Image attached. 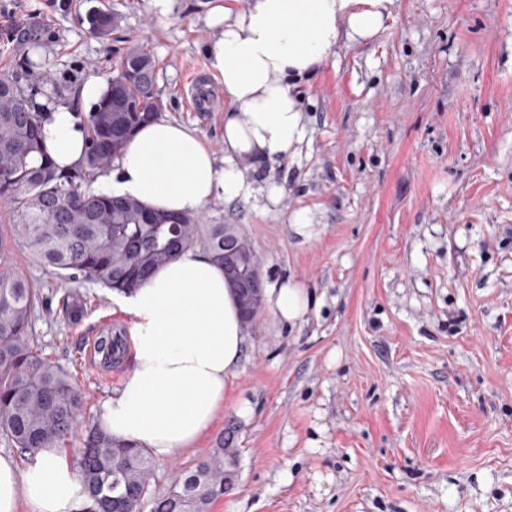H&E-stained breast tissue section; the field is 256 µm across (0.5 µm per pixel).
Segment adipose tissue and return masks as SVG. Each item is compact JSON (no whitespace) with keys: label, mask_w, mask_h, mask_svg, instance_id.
<instances>
[{"label":"adipose tissue","mask_w":512,"mask_h":512,"mask_svg":"<svg viewBox=\"0 0 512 512\" xmlns=\"http://www.w3.org/2000/svg\"><path fill=\"white\" fill-rule=\"evenodd\" d=\"M393 6L394 0H251L243 12L214 8L209 22L220 34L206 57L227 102L223 161L193 130L160 119L137 130L97 191L181 217L216 196H255L247 161H276L309 136L295 85L316 75L342 41L376 35ZM45 106L46 149L58 169H70L84 153V127L68 103L50 99ZM116 303L130 319L133 368L99 425L154 458L171 459L195 447L232 398L245 343L234 290L222 266L189 247ZM269 303L290 324L310 309L297 284L271 289ZM83 500L72 462L59 449H42L23 472L0 456V512L24 505L30 512H79Z\"/></svg>","instance_id":"obj_1"}]
</instances>
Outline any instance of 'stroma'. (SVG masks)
<instances>
[{"mask_svg": "<svg viewBox=\"0 0 512 512\" xmlns=\"http://www.w3.org/2000/svg\"><path fill=\"white\" fill-rule=\"evenodd\" d=\"M216 2L177 0L162 20L148 0H0V26L37 31L0 44V71L38 49L73 101L117 49L142 44L161 118L220 159L224 91L205 56ZM103 4L117 18L107 41L85 20ZM299 94L309 141L250 165L256 197L214 198L193 221L237 225L264 288L299 284L311 308L293 325L262 308L232 401L196 447L155 461L141 512L228 426L237 476L212 512H512V0H394L376 37L343 42ZM302 208L309 238L291 225ZM0 251L41 293L35 349L72 374L98 421L133 357L90 370L86 339L129 335L128 317L112 290L60 279L15 243ZM68 291L85 302L75 321L61 310Z\"/></svg>", "mask_w": 512, "mask_h": 512, "instance_id": "35a3bbf8", "label": "stroma"}]
</instances>
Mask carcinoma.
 <instances>
[{
	"label": "carcinoma",
	"instance_id": "carcinoma-1",
	"mask_svg": "<svg viewBox=\"0 0 512 512\" xmlns=\"http://www.w3.org/2000/svg\"><path fill=\"white\" fill-rule=\"evenodd\" d=\"M89 29L109 35L115 21L108 9L86 16ZM156 65L139 45L125 49L107 78V89L93 111L81 119L86 133L83 159L69 171L57 169L43 142L47 113L36 105V90L48 80L37 52L19 70L0 73V201L11 209L12 240L46 265L119 292L141 287L179 252L204 241L207 252L224 259L236 251L238 268L228 281L248 306L245 274L255 264L247 239L231 224L193 223L169 217L141 224L142 205L132 199L94 193L90 176L124 151L133 133L158 118ZM42 302L39 290L13 273H0V435L14 447L36 453L65 445L79 428L84 393L62 367L42 358L28 328ZM119 336L100 337L104 362L124 352ZM238 449L230 435L219 438L211 455L181 473L153 512H211L235 482ZM87 496L83 512H136L149 494L154 461L145 449L122 443L89 423L75 454Z\"/></svg>",
	"mask_w": 512,
	"mask_h": 512
}]
</instances>
